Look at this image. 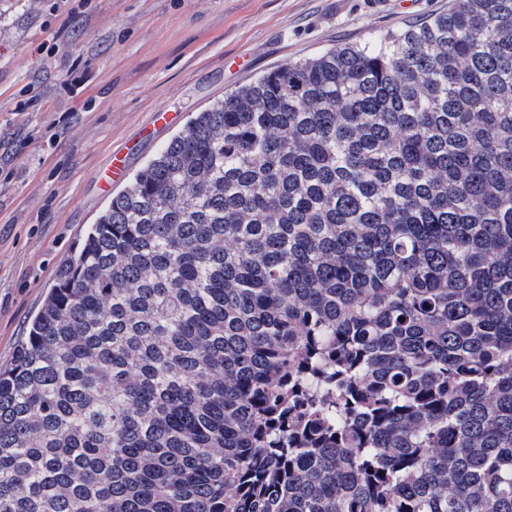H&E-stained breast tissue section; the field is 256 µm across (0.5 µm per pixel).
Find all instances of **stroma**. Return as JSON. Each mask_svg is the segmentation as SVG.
I'll use <instances>...</instances> for the list:
<instances>
[{"label": "stroma", "instance_id": "stroma-1", "mask_svg": "<svg viewBox=\"0 0 512 512\" xmlns=\"http://www.w3.org/2000/svg\"><path fill=\"white\" fill-rule=\"evenodd\" d=\"M452 0H0V365L107 206L98 174L137 170L256 76L361 45ZM56 53H48L49 41ZM175 120L152 132L154 112ZM127 170V155L123 151H117L112 154V159L108 166L100 173V182L104 190H110L112 184L122 180Z\"/></svg>", "mask_w": 512, "mask_h": 512}]
</instances>
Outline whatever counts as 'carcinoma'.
Masks as SVG:
<instances>
[{"label": "carcinoma", "mask_w": 512, "mask_h": 512, "mask_svg": "<svg viewBox=\"0 0 512 512\" xmlns=\"http://www.w3.org/2000/svg\"><path fill=\"white\" fill-rule=\"evenodd\" d=\"M0 512H512V0L197 112L0 366Z\"/></svg>", "instance_id": "obj_1"}]
</instances>
